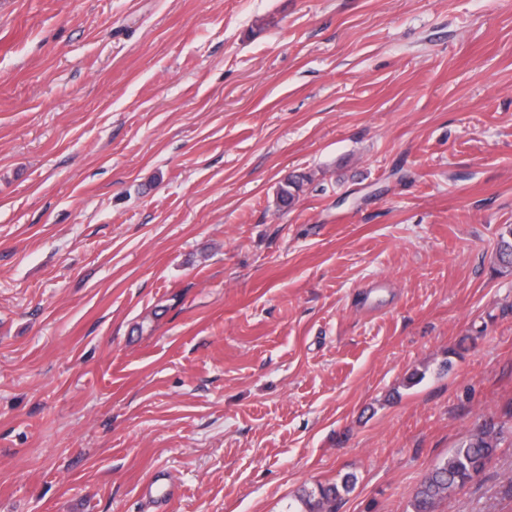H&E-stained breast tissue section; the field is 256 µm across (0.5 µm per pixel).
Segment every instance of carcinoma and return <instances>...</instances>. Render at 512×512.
<instances>
[{
	"mask_svg": "<svg viewBox=\"0 0 512 512\" xmlns=\"http://www.w3.org/2000/svg\"><path fill=\"white\" fill-rule=\"evenodd\" d=\"M309 180L304 173L287 177L277 191L279 204L283 207L292 205ZM497 252L499 261L512 267V225L507 233L500 235ZM496 448L497 438L491 432L481 429L473 434L423 481L414 498V512H435L438 501L450 496L482 471ZM342 490H351L349 479H344L340 485L321 486L316 493L302 494L298 496L299 509L295 512H336V501L341 498Z\"/></svg>",
	"mask_w": 512,
	"mask_h": 512,
	"instance_id": "1",
	"label": "carcinoma"
}]
</instances>
